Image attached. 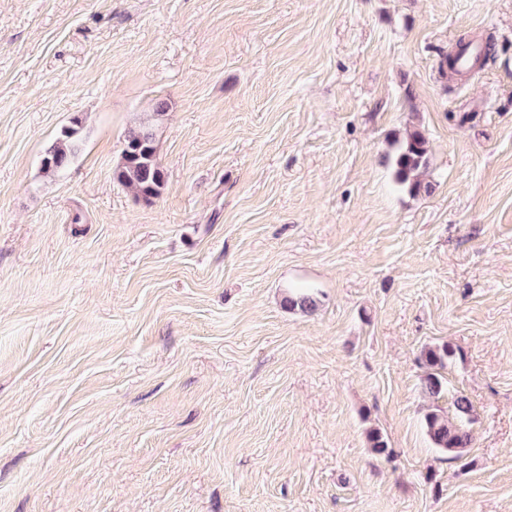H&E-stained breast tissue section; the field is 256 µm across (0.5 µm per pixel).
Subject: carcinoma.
<instances>
[{
	"label": "carcinoma",
	"mask_w": 512,
	"mask_h": 512,
	"mask_svg": "<svg viewBox=\"0 0 512 512\" xmlns=\"http://www.w3.org/2000/svg\"><path fill=\"white\" fill-rule=\"evenodd\" d=\"M82 126V119L75 117L70 125L62 128L56 141L43 155V159L52 158L60 166L43 162V173L54 176L73 164ZM428 152L427 140L419 130L407 132L398 141L394 155L395 177L411 194L417 195L425 188L421 174L428 166ZM112 176L118 184L147 203L159 194L164 184V171L156 158L155 135L151 128L144 126L128 134ZM283 305L290 310L311 312L317 307V299L309 289H293L284 296ZM454 356V349L447 345L421 349L419 361L426 368V374L421 378L424 393L438 398L447 389L444 371ZM453 406L452 418L438 408L428 410L422 417V426L434 448L448 455L449 460L459 461L472 444L473 406L462 393L456 395Z\"/></svg>",
	"instance_id": "obj_1"
}]
</instances>
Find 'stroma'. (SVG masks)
<instances>
[{"label":"stroma","mask_w":512,"mask_h":512,"mask_svg":"<svg viewBox=\"0 0 512 512\" xmlns=\"http://www.w3.org/2000/svg\"><path fill=\"white\" fill-rule=\"evenodd\" d=\"M145 122L150 203L112 178ZM0 512H512V0H0ZM83 126L82 119L74 117L69 126L62 128L56 141L45 151L41 159V169L46 175L54 176L69 168L75 159L79 134ZM48 158L54 159L63 167L50 166L45 163ZM423 133L419 130L408 131L398 140L394 155L395 177L405 186L409 193L417 195L424 188L421 174L428 166V145ZM284 307L289 310H301L303 312L314 311L317 307V299L310 289H292L283 298ZM454 356V349L448 345L426 346L421 349L419 361L427 370L421 378V389L424 393L438 399L447 389L448 382L443 373ZM454 417L438 408L429 409L422 417V426L434 448L448 455L451 461L461 460L472 444L469 426L473 423V406L463 393L456 395Z\"/></svg>","instance_id":"obj_1"}]
</instances>
